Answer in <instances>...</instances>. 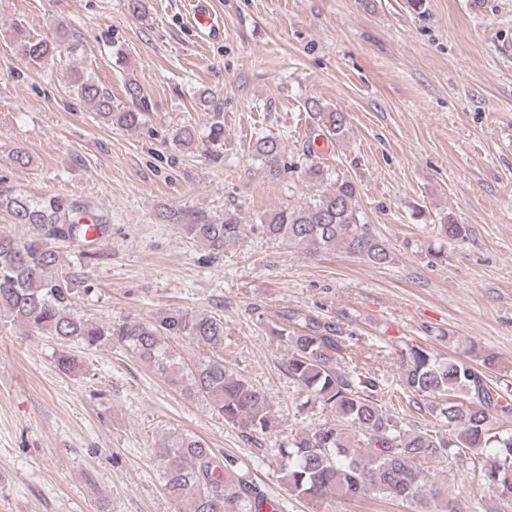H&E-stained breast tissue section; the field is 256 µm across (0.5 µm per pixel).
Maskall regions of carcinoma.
Masks as SVG:
<instances>
[{"label": "carcinoma", "instance_id": "1", "mask_svg": "<svg viewBox=\"0 0 512 512\" xmlns=\"http://www.w3.org/2000/svg\"><path fill=\"white\" fill-rule=\"evenodd\" d=\"M15 47L22 60L40 64L60 49L75 50L66 28L50 41L31 36L16 26ZM78 91L92 101L102 119L128 130L139 129L149 103L137 84L126 85L132 106L116 109L112 96L90 78L78 77ZM317 125L332 137L344 133L346 115L308 103ZM210 160L224 158V124L213 123L205 136ZM255 152L279 175L282 142L270 135L256 139ZM359 187L338 177L320 195L299 207H285L261 219L258 229L272 240L318 252L342 244L346 250L375 266L392 262V250L371 233L357 208ZM33 233L15 238L0 233V315L26 327L31 334L48 336L65 346L80 342L88 349L113 344L129 350L170 385L189 397H202L224 422L249 437L273 433L278 423L266 390L252 379L224 366V319L218 314H188L179 309L152 319H125L100 324L75 311L90 285L62 263L56 242H84L86 223H99L86 208L59 194L31 196L0 190V209ZM159 217L184 224L187 235L210 260L230 243L243 240L247 225L234 209L208 221L184 217L165 209ZM436 235L451 241L467 239L468 228L451 215L441 217ZM271 338L288 347V376L306 394L302 407L322 409L328 419L298 430L279 444L281 471L288 488L310 502L321 503L336 494L374 498L424 500L422 512H438L429 504L441 498L426 491V480L438 466L461 459L481 470L487 488L501 500L512 501V429L501 420L512 417L511 383L493 380L495 357L476 363L444 357L433 350L406 345L398 387L413 403L426 404L436 421L432 427L409 425L385 407L395 390L386 376L372 369L344 365L345 346L333 323L290 310L281 326L270 328ZM187 337L208 354L186 371L170 352L167 341ZM163 486L181 512H280L250 479L249 469L235 459L224 461L208 443L181 434L161 444Z\"/></svg>", "mask_w": 512, "mask_h": 512}]
</instances>
